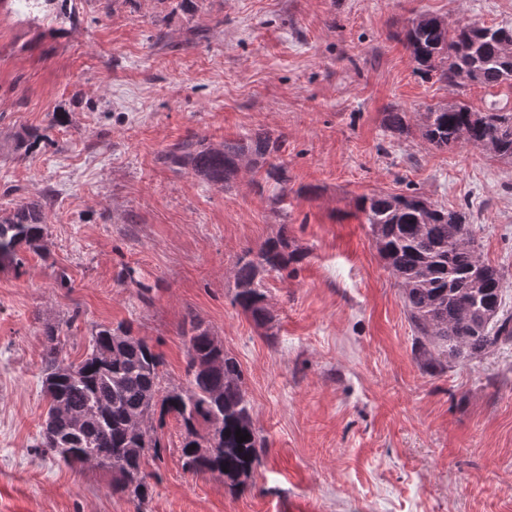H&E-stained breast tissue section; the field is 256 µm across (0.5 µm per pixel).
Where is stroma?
Wrapping results in <instances>:
<instances>
[{
  "mask_svg": "<svg viewBox=\"0 0 512 512\" xmlns=\"http://www.w3.org/2000/svg\"><path fill=\"white\" fill-rule=\"evenodd\" d=\"M422 14L512 27V0H0V209L47 199L45 252L0 270V512H512V344L428 370L356 209L411 192L465 209L512 311V164L386 127L512 109L510 86L418 72L403 32ZM260 130L284 140L280 204L255 173L220 187L161 161ZM283 229L305 257L266 276L260 326L232 270ZM193 315L239 362L265 444L244 489L186 471L170 416L140 511L108 472L40 452L46 326L77 362L93 326L129 325L183 387Z\"/></svg>",
  "mask_w": 512,
  "mask_h": 512,
  "instance_id": "35a3bbf8",
  "label": "stroma"
}]
</instances>
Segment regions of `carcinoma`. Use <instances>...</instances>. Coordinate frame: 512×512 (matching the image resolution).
<instances>
[{
  "instance_id": "carcinoma-1",
  "label": "carcinoma",
  "mask_w": 512,
  "mask_h": 512,
  "mask_svg": "<svg viewBox=\"0 0 512 512\" xmlns=\"http://www.w3.org/2000/svg\"><path fill=\"white\" fill-rule=\"evenodd\" d=\"M406 43L419 70L440 72L455 83L468 79L486 87L512 85V28L464 19L449 24L430 14L415 19ZM388 127L411 131L405 112L387 114ZM418 129L432 147L470 146L512 161V112H478L453 103L422 113ZM281 137L265 132L218 146L187 138L166 151L163 163L224 186L241 171L263 172L265 183L284 199L288 166L280 160ZM356 208L369 224L376 249L395 283L428 365L478 358L500 343H512V313L504 311L503 276L482 260L461 211L448 210L423 196L379 193L362 196ZM45 206L22 198L0 211V268L20 263L23 248L46 249ZM304 251L280 234L257 251L247 250L233 269V303L258 325L269 320L264 275L299 262ZM186 339L188 384L164 387L162 357L131 328L97 325L88 351L75 365L63 356L58 329H46L42 386L48 410L38 447L69 465L112 473V491L143 512L152 486L145 460L158 454L153 425L171 415L185 430L183 467L218 473L232 491L247 484L261 463L263 440L254 427L252 404L237 360L224 351L209 327L190 317ZM249 435L236 442V431Z\"/></svg>"
}]
</instances>
